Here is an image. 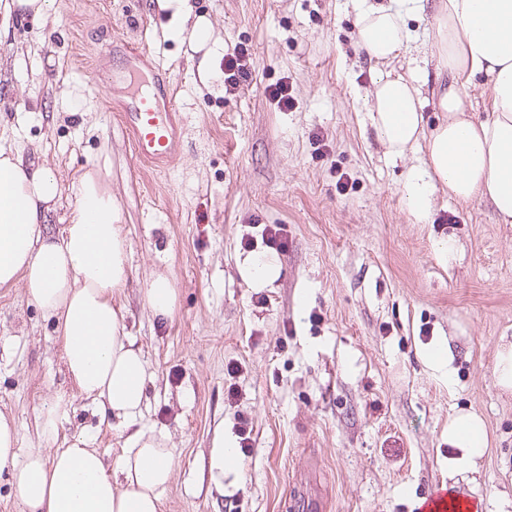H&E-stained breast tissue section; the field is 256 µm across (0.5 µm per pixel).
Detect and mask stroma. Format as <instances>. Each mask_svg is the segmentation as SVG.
<instances>
[{
    "label": "stroma",
    "mask_w": 512,
    "mask_h": 512,
    "mask_svg": "<svg viewBox=\"0 0 512 512\" xmlns=\"http://www.w3.org/2000/svg\"><path fill=\"white\" fill-rule=\"evenodd\" d=\"M433 11L427 0L405 15L412 40L394 63L422 68L430 126L444 82ZM357 14L355 0H55L52 24L20 17L0 32V147L57 167L53 228L79 176L110 166L130 270L113 299L153 376L140 425L175 456L161 512H293L299 475L327 512H417L442 483L473 512H512V391L494 372L512 341V224L441 189L430 222L414 223L403 182L423 152L394 158L377 139ZM142 47L183 106L171 171L136 158L109 90L90 88L97 62L119 77ZM233 54L247 73L236 84L223 76ZM280 84L286 108L269 97ZM264 224L286 226V249L263 244ZM271 254L279 277L252 287L244 263ZM157 274L176 289L165 319L144 301ZM438 345L449 370L426 360ZM58 395L71 402L66 433L121 454L125 432L71 387L52 321L22 287L0 288V411L18 420L21 450L42 447L36 416ZM460 410L482 417L487 445L455 472ZM243 421L250 448L216 475L212 451L239 444Z\"/></svg>",
    "instance_id": "stroma-1"
}]
</instances>
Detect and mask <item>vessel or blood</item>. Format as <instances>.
<instances>
[{"instance_id": "1", "label": "vessel or blood", "mask_w": 512, "mask_h": 512, "mask_svg": "<svg viewBox=\"0 0 512 512\" xmlns=\"http://www.w3.org/2000/svg\"><path fill=\"white\" fill-rule=\"evenodd\" d=\"M130 80L122 93L121 122L136 157L158 168L172 165L183 150L184 121L174 94L161 84L148 51H136L128 60ZM420 512H471L464 502H452L446 489L426 496Z\"/></svg>"}]
</instances>
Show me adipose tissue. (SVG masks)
I'll list each match as a JSON object with an SVG mask.
<instances>
[{
	"instance_id": "obj_1",
	"label": "adipose tissue",
	"mask_w": 512,
	"mask_h": 512,
	"mask_svg": "<svg viewBox=\"0 0 512 512\" xmlns=\"http://www.w3.org/2000/svg\"><path fill=\"white\" fill-rule=\"evenodd\" d=\"M439 69L451 80L440 99L447 117L424 125L420 73H384L371 93L369 118L379 141L399 156L424 147L404 180V203L428 223L437 187L458 201L490 203L512 224V0H439L431 21ZM357 42L369 60L405 52L410 34L392 0H366ZM484 75L491 88L487 114L465 112L468 82ZM68 222L50 232L51 206L61 183L50 166L0 149V286L22 284L30 302L54 319L63 364L79 394L100 418L129 429L113 462L83 435H64L71 403L56 397L42 407L39 431L51 450L21 452L14 416L0 412V474H7L27 512H161L174 455L138 417L150 377L135 340L124 330L113 289L128 277L122 211L100 172L77 181ZM448 442L473 464L486 445L484 422L461 411L448 422Z\"/></svg>"
}]
</instances>
